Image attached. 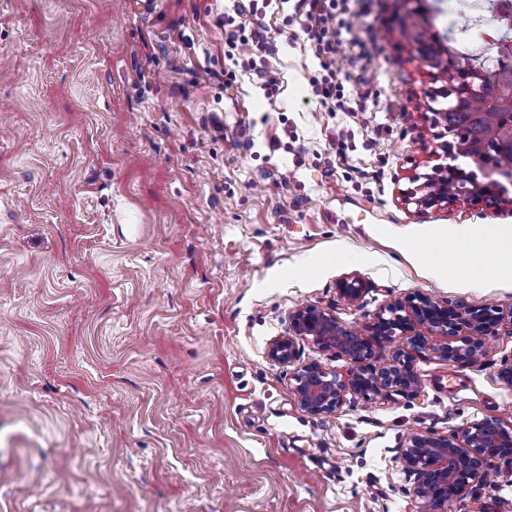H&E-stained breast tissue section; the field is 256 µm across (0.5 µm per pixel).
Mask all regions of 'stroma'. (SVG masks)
I'll return each instance as SVG.
<instances>
[{
	"label": "stroma",
	"mask_w": 512,
	"mask_h": 512,
	"mask_svg": "<svg viewBox=\"0 0 512 512\" xmlns=\"http://www.w3.org/2000/svg\"><path fill=\"white\" fill-rule=\"evenodd\" d=\"M232 9L0 0V512H417L393 454L408 433L512 422V276L444 281L412 249L510 234L512 206L404 203L449 136L445 75L410 52L402 0L352 4L347 112L312 92L293 0L264 18L277 96L226 80ZM415 293L499 309L481 364L425 351L417 395L303 412L266 356L289 314L361 330ZM456 512H512V463Z\"/></svg>",
	"instance_id": "1"
}]
</instances>
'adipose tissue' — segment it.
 I'll use <instances>...</instances> for the list:
<instances>
[{
    "label": "adipose tissue",
    "instance_id": "adipose-tissue-1",
    "mask_svg": "<svg viewBox=\"0 0 512 512\" xmlns=\"http://www.w3.org/2000/svg\"><path fill=\"white\" fill-rule=\"evenodd\" d=\"M424 250L436 256L435 271L442 278L452 270L472 282L484 281L493 273L512 275V239L492 229L467 230L447 245L431 242Z\"/></svg>",
    "mask_w": 512,
    "mask_h": 512
}]
</instances>
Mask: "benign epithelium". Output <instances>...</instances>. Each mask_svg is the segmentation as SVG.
I'll list each match as a JSON object with an SVG mask.
<instances>
[{
  "label": "benign epithelium",
  "mask_w": 512,
  "mask_h": 512,
  "mask_svg": "<svg viewBox=\"0 0 512 512\" xmlns=\"http://www.w3.org/2000/svg\"><path fill=\"white\" fill-rule=\"evenodd\" d=\"M410 48L419 60L433 63L448 76V87L442 95L459 103L481 95L483 85L495 76L487 68L458 75L449 69L448 62L431 61L435 46L412 38ZM474 164L475 172L440 164L431 174L414 176L418 186L404 195V201L424 209L448 208L460 201L511 205L512 191L505 183L512 184V171L477 160ZM450 180L457 183L453 194L448 193ZM339 292L355 304L362 296L363 284L356 278H346L340 281ZM288 321V331L273 337L267 345L270 361L293 365L301 340L310 341L320 351L336 352L348 361L343 375L318 361L298 366L291 375L299 408L311 415H323L338 411L349 394L365 398L418 394L421 383L413 366V350L427 349L446 361L477 364L485 356L487 336L501 316L490 307L464 308L418 294L383 307L363 331L344 327L333 311L313 304L297 308ZM398 336L407 339L409 349H397L382 366L371 367L375 348ZM395 452L413 479L412 491L420 512H455L469 487L486 479L497 461H512V423L486 419L449 435L414 432Z\"/></svg>",
  "instance_id": "1"
}]
</instances>
